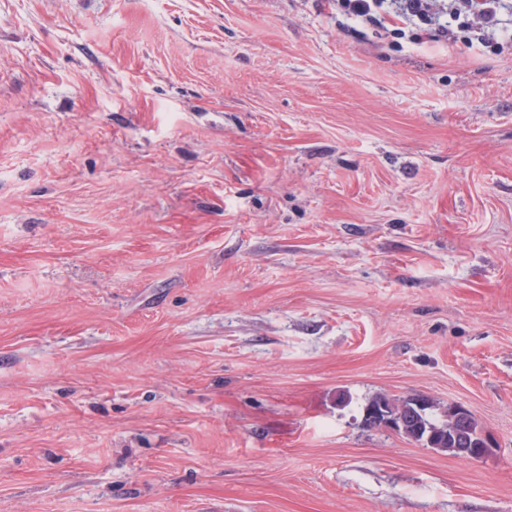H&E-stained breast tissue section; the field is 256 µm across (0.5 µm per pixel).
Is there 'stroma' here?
I'll return each mask as SVG.
<instances>
[{
  "label": "stroma",
  "mask_w": 512,
  "mask_h": 512,
  "mask_svg": "<svg viewBox=\"0 0 512 512\" xmlns=\"http://www.w3.org/2000/svg\"><path fill=\"white\" fill-rule=\"evenodd\" d=\"M0 512H512V54L0 0ZM419 398L422 400H425L429 403V408L422 411V413L416 411V417L413 418V424L411 428L403 431L399 429H403L405 425L404 420H397L396 416H392L389 414H386L382 409H379L377 407L382 406L388 413L390 414H399L402 417H406L409 412L410 408L413 407L412 400ZM431 400L425 396H410L408 398L404 399H390L387 396H376L372 398L365 409L374 407L370 410V417L376 421L378 424L377 428L388 430V431H398L399 433H405L407 436H415L416 430H419L421 432V436L419 440H414L416 442H419L421 444H427L433 447V449H439L435 448L440 443L438 440H435V438L428 434L430 432H436L439 431L441 434L443 432L448 431V439L444 441L442 444V448H445L443 451L451 452L452 454L456 455L460 458L465 459H472L465 455L459 448H470L472 451V454L475 456H481L484 457L489 448H477V447H471L472 441H483L484 443L478 442L477 444L479 446H488V442L485 438H483L477 431V428H479L477 421L473 417V415L466 410L464 407H462L459 404L451 403V408L449 410L450 416L452 418V432L458 433L462 432L464 433L468 429V413L470 415V428H471V434L469 435V445L465 446L461 444L459 441L456 442V439L454 435L450 432V422L448 420V416L446 419L443 420H434L430 412L435 407L434 403L430 402ZM376 406V407H375ZM468 411V413H467ZM428 434V435H427ZM426 435V436H425ZM471 442V444H470Z\"/></svg>",
  "instance_id": "1"
}]
</instances>
